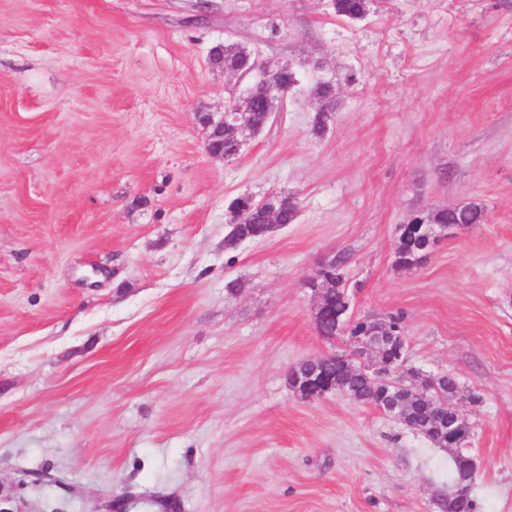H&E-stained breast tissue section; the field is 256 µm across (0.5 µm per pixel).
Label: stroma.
<instances>
[{"label":"stroma","mask_w":512,"mask_h":512,"mask_svg":"<svg viewBox=\"0 0 512 512\" xmlns=\"http://www.w3.org/2000/svg\"><path fill=\"white\" fill-rule=\"evenodd\" d=\"M282 65L209 157L201 116ZM276 193L294 222L225 248L229 203ZM467 202L485 223L396 267L402 224ZM336 256L353 315L403 313L408 366L458 378L473 494L512 512V0H0V512H441L447 449L288 386L351 348L313 322ZM371 0H334L336 14L351 20L364 18L370 10ZM212 62L224 71L249 72L252 67V57H248L244 47L239 44L229 43L215 49ZM246 115L248 122L254 128L262 130L269 123L271 115L268 112L267 101L263 92L255 93L250 100L249 109L248 99L245 98L242 103L236 104L232 110L224 109L222 118L218 122L212 121V118L209 117L211 125L224 130L223 137L217 132L207 131L206 140H208L210 147L206 144V151L210 156L228 160L238 154L234 133L230 128H224V124L233 126V124L241 123L237 126L238 131H240L245 127ZM210 148L215 152L222 151L224 156L213 153Z\"/></svg>","instance_id":"35a3bbf8"}]
</instances>
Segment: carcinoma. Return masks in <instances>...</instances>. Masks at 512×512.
Returning a JSON list of instances; mask_svg holds the SVG:
<instances>
[{"label":"carcinoma","instance_id":"1","mask_svg":"<svg viewBox=\"0 0 512 512\" xmlns=\"http://www.w3.org/2000/svg\"><path fill=\"white\" fill-rule=\"evenodd\" d=\"M336 14L351 20L364 18L370 10V0H334ZM212 62L226 71H239L246 73L252 67V59L239 44L229 43L215 49ZM266 97L258 91L251 98L247 120L254 128H264L270 121ZM210 148L215 152H222L225 159L237 155V146L234 133L231 129H224V134L209 131L206 135ZM230 207L247 212L243 223L237 225L234 232L228 233L225 246L235 248L238 243L246 240H262L271 234V221L277 219L278 224H290L296 216L298 203L288 194H272L265 198L264 205L251 196H240L230 203ZM415 220L425 225L436 224L445 228L482 224L486 220L483 206L477 203H468L453 208H444L432 214L415 217ZM427 237L407 235L400 233L395 243V263L401 268H410L418 264L428 253ZM342 261H336L335 277L331 286L325 292L326 311L323 319V333L326 336L342 335L350 342L376 328L389 326L391 333L397 339H404L403 316L390 315L387 318H377L371 315L349 317L345 322L336 324L334 315L343 311L348 303L346 294V279L342 272ZM334 376L336 391L348 395L360 404L371 405L380 409L388 405H401L407 415L406 426L415 433L427 438L431 443L440 447H448V434L440 429L448 419V412L436 407V400L440 396L453 399L460 393V385L456 377L441 375L438 377H421L419 386L404 391L388 382H375L360 372L343 371L328 365ZM472 443V438L466 436L460 439L451 450L448 466V483H453L457 477L459 460L469 457L466 451ZM442 512H480L479 503L472 495L450 497L440 504Z\"/></svg>","mask_w":512,"mask_h":512}]
</instances>
